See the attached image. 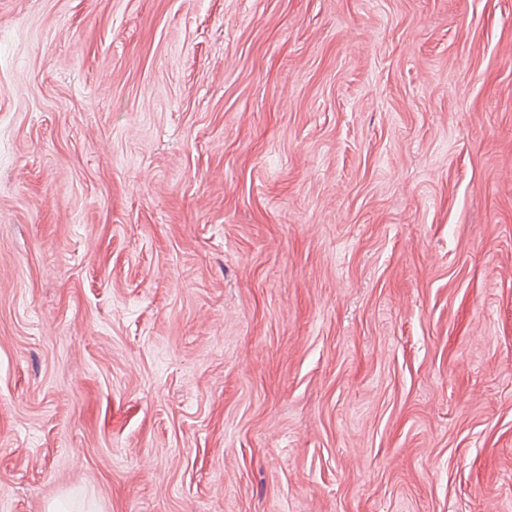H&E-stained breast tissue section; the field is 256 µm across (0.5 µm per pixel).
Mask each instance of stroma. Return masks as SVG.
<instances>
[{
	"label": "stroma",
	"instance_id": "obj_1",
	"mask_svg": "<svg viewBox=\"0 0 512 512\" xmlns=\"http://www.w3.org/2000/svg\"><path fill=\"white\" fill-rule=\"evenodd\" d=\"M512 512V0H0V512Z\"/></svg>",
	"mask_w": 512,
	"mask_h": 512
}]
</instances>
